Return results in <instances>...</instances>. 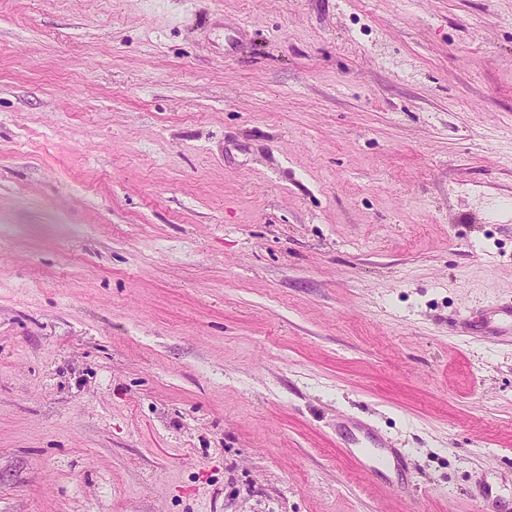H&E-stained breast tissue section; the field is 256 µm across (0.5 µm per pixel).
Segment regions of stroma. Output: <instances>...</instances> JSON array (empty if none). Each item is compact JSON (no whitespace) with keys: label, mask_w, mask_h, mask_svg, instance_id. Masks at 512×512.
<instances>
[{"label":"stroma","mask_w":512,"mask_h":512,"mask_svg":"<svg viewBox=\"0 0 512 512\" xmlns=\"http://www.w3.org/2000/svg\"><path fill=\"white\" fill-rule=\"evenodd\" d=\"M509 300L512 0H0V512H481ZM493 316H498L501 321V326H492L491 318L486 317L481 327L483 333L496 336L497 334L507 332L512 334V301L510 304L497 305L492 307L491 311ZM504 325V327H503ZM344 429V448L358 468L370 472L379 468L389 473L401 472L405 452L391 448L374 430L362 423L347 422Z\"/></svg>","instance_id":"obj_1"}]
</instances>
